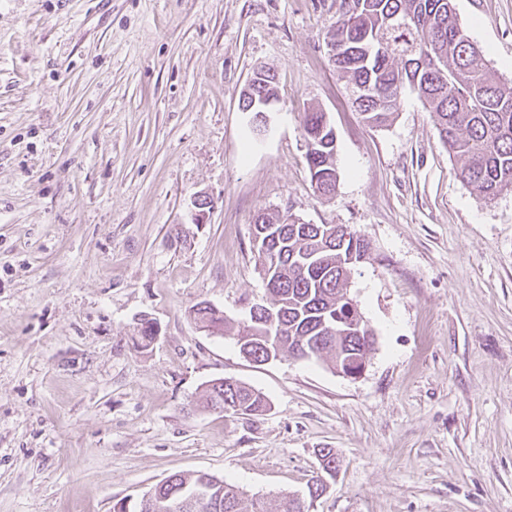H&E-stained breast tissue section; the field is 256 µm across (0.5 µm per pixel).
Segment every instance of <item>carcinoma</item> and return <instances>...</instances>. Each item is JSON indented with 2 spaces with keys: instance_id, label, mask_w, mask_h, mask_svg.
<instances>
[{
  "instance_id": "carcinoma-1",
  "label": "carcinoma",
  "mask_w": 512,
  "mask_h": 512,
  "mask_svg": "<svg viewBox=\"0 0 512 512\" xmlns=\"http://www.w3.org/2000/svg\"><path fill=\"white\" fill-rule=\"evenodd\" d=\"M345 12L326 39L336 46L333 65L347 81L353 107L370 127L388 125L404 90L414 91L456 162V177L492 201L512 191V86L494 81L484 52L460 24L455 0H344ZM253 84L257 97L276 96L275 73ZM306 161L317 192L336 190L337 144L327 113L314 109L303 121ZM254 242L278 334L263 335L262 317L238 324L201 302L191 309L206 330L236 340L253 361L287 353L320 357L331 366L356 367L371 350L374 330L346 298L347 282L370 254V243L343 224H303L293 215L259 214ZM204 406L233 415L267 411L266 396L231 378L208 384ZM308 498L285 496L277 512H309L336 477L333 448H322ZM153 501L122 498L112 512H266L224 480L207 473L172 474L150 488Z\"/></svg>"
}]
</instances>
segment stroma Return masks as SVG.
I'll use <instances>...</instances> for the list:
<instances>
[{
  "mask_svg": "<svg viewBox=\"0 0 512 512\" xmlns=\"http://www.w3.org/2000/svg\"><path fill=\"white\" fill-rule=\"evenodd\" d=\"M512 83V0H455ZM343 0H0V512H112L206 472L275 507L336 480L311 512H512V192L455 175L404 91L367 126L329 60ZM279 97L254 133V68ZM336 131L319 195L303 119ZM209 195L207 223L191 221ZM345 224L371 245L348 293L376 332L365 372L256 363L190 317L266 297L257 214ZM149 317V348L133 342ZM233 378L270 408H197ZM318 460L319 472L312 478V483L310 482V485L308 484L309 500L299 498L295 495L284 496L277 512H309V509L313 506V502L327 491V479H335L338 467L335 449L321 448L319 450ZM322 463L325 464L324 467Z\"/></svg>",
  "mask_w": 512,
  "mask_h": 512,
  "instance_id": "obj_1",
  "label": "stroma"
}]
</instances>
